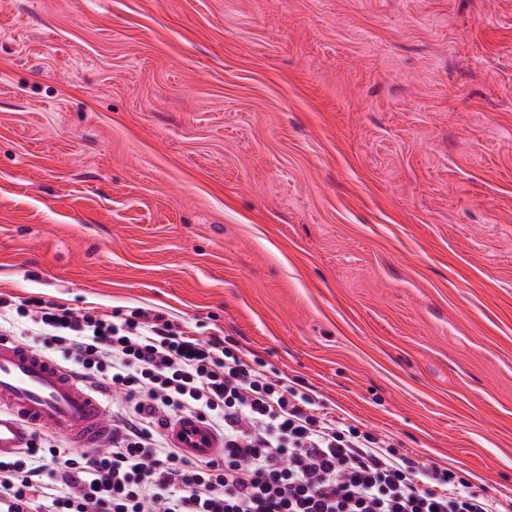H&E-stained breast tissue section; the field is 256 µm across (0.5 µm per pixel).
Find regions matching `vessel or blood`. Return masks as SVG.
I'll return each instance as SVG.
<instances>
[{
    "mask_svg": "<svg viewBox=\"0 0 512 512\" xmlns=\"http://www.w3.org/2000/svg\"><path fill=\"white\" fill-rule=\"evenodd\" d=\"M38 427L92 451L108 447L112 438V420L95 390L40 351L0 333V460L26 448ZM167 434L189 457L224 454L223 437L196 416L174 420Z\"/></svg>",
    "mask_w": 512,
    "mask_h": 512,
    "instance_id": "1",
    "label": "vessel or blood"
}]
</instances>
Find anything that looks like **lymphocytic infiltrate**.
I'll list each match as a JSON object with an SVG mask.
<instances>
[{"label":"lymphocytic infiltrate","instance_id":"lymphocytic-infiltrate-1","mask_svg":"<svg viewBox=\"0 0 512 512\" xmlns=\"http://www.w3.org/2000/svg\"><path fill=\"white\" fill-rule=\"evenodd\" d=\"M14 309L52 360L134 406L104 451L77 456L38 432L0 460V512H503L451 470L420 469L372 433L314 414L223 338L191 336L163 313ZM184 414L223 433V459L172 448L165 429Z\"/></svg>","mask_w":512,"mask_h":512}]
</instances>
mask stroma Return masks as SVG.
I'll return each instance as SVG.
<instances>
[{
  "label": "stroma",
  "mask_w": 512,
  "mask_h": 512,
  "mask_svg": "<svg viewBox=\"0 0 512 512\" xmlns=\"http://www.w3.org/2000/svg\"><path fill=\"white\" fill-rule=\"evenodd\" d=\"M0 296L163 311L512 501V0H0Z\"/></svg>",
  "instance_id": "1"
}]
</instances>
